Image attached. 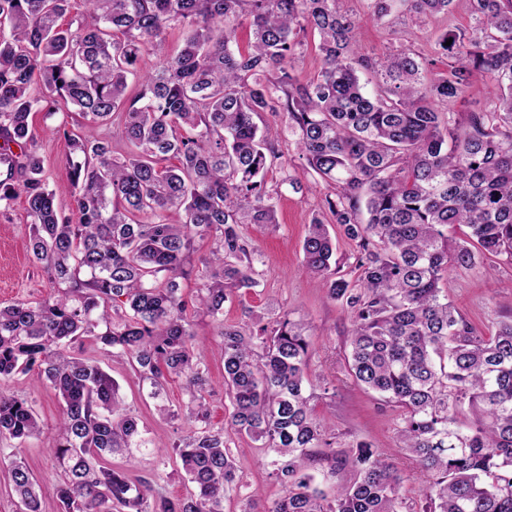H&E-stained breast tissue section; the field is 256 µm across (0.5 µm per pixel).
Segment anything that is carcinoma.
I'll use <instances>...</instances> for the list:
<instances>
[{"instance_id":"carcinoma-1","label":"carcinoma","mask_w":512,"mask_h":512,"mask_svg":"<svg viewBox=\"0 0 512 512\" xmlns=\"http://www.w3.org/2000/svg\"><path fill=\"white\" fill-rule=\"evenodd\" d=\"M339 2L86 0L73 30L62 24L72 0H0V137L19 147L6 159L0 207L25 195L29 251L56 287L35 305L0 306V381L35 370L63 403L48 443L65 473L53 486L61 512H224L241 492L224 428L209 422L203 353L181 294L197 236L214 244L197 303L220 327L230 428L272 453L283 484L272 506L258 510L253 494L242 512H512V320L481 336L440 288L448 270H470L487 253L512 265V0H469L473 26L438 35L446 62L436 70L411 49L364 56ZM365 2L379 21L397 5L422 22L454 7ZM172 23L184 39L169 55ZM243 23L252 38L242 48ZM310 36L322 67L301 82L294 63ZM146 54L159 65L130 96L128 75ZM361 72L372 74V91ZM475 72L488 80L489 109L459 126L448 105ZM36 75L38 97L29 92ZM61 106L84 120L65 134L73 219L55 208L31 122ZM261 112L286 115L315 183L334 189L333 223L356 242L352 281L331 269L335 246L316 214L303 268L350 311L348 376L399 411L400 447L425 476L415 499L380 449L337 450L328 422L312 418L308 326L287 316L248 334L224 324L227 290L255 284L243 225L277 223L263 189L275 145L254 122ZM109 124L130 146L121 157L98 132ZM172 157L178 164L162 165ZM173 209L183 223H169ZM459 225L465 240L450 236ZM82 336L130 358L155 399L166 378L183 381L184 416L199 424L172 444L193 484L188 497H157L107 463L157 444L112 377L67 353ZM465 403L468 421L458 417ZM41 434L32 403L0 390V436ZM314 463L353 478L330 497L314 485ZM0 465L21 512H41L46 489L25 463L0 454Z\"/></svg>"}]
</instances>
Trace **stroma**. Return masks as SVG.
Wrapping results in <instances>:
<instances>
[{
  "instance_id": "1",
  "label": "stroma",
  "mask_w": 512,
  "mask_h": 512,
  "mask_svg": "<svg viewBox=\"0 0 512 512\" xmlns=\"http://www.w3.org/2000/svg\"><path fill=\"white\" fill-rule=\"evenodd\" d=\"M345 9L355 13L361 27L357 40L363 54L377 57L383 53L408 47L426 59L437 56L438 35L448 28H468L471 23L466 0H457L451 13L432 19L428 24L403 18L396 28L376 20L367 10L364 0H344ZM77 116L73 109L62 108L47 114L34 113L32 124L37 135L36 151L43 160L44 177L55 202L64 215L74 216L75 202L66 161V133L77 132ZM259 127L276 132L279 153L266 176V187L278 190L277 221L258 226L247 224L244 236L254 244V288L229 294L224 303V322L228 325L251 326L257 318L289 315L312 328V354L309 372L316 376L317 386L310 402L313 415L328 420L336 433V445L346 448L367 441L380 448L404 478L403 492L410 495L418 490L423 477L413 459L401 448L397 430L399 413L380 401L372 391L353 383L345 369V350L351 318L341 302L331 300L320 279L309 275L302 267V243L313 214L326 211L325 198L330 187L314 186L306 170V162L297 147V137L288 127L285 114L263 112L255 118ZM289 170L302 182L303 191L280 186V168ZM24 197H17L8 210H0V305L17 302L36 303L53 291L47 273L28 251L30 219ZM444 294L457 306L482 335L494 334L500 321L512 316V266L499 257L486 255L481 264L467 271H451L440 282ZM192 344L203 350L208 368L210 423L226 428L232 405L224 391V355L221 338L213 324L205 318L194 319ZM72 354L97 361L117 381L127 409L134 414L142 429L156 443L173 442L190 432L191 426L182 419L159 412L158 402L178 406L185 399L183 383L168 382L162 399L151 396L149 382L143 381L127 358H115L105 353L93 338L83 337L70 347ZM0 390L32 401L38 414L40 437L19 442L0 439V448L15 452L33 475L45 486L63 478L50 449L49 439L62 415L63 405L49 382L37 373L18 374L0 381ZM238 472L244 483L243 491L224 502V512H242L243 496L258 491L264 504H271L283 493L281 482L273 475L270 457L260 442L249 437L226 433ZM112 467L126 471L131 479L151 481L170 498L186 497L190 483L180 474V464L168 460L161 464L148 456L132 453L115 456Z\"/></svg>"
}]
</instances>
